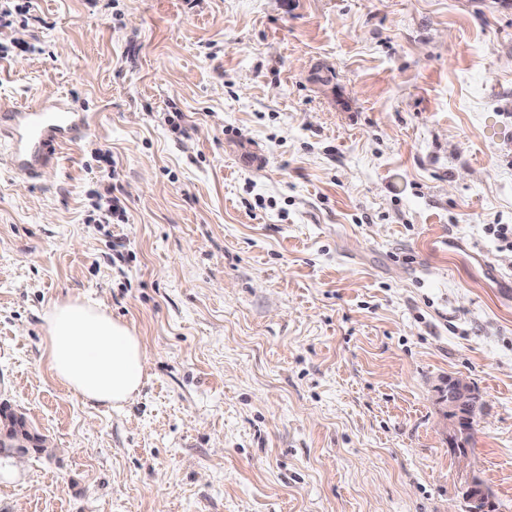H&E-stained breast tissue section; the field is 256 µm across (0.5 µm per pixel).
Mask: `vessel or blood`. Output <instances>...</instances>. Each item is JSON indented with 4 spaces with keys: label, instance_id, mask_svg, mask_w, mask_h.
Listing matches in <instances>:
<instances>
[{
    "label": "vessel or blood",
    "instance_id": "vessel-or-blood-1",
    "mask_svg": "<svg viewBox=\"0 0 512 512\" xmlns=\"http://www.w3.org/2000/svg\"><path fill=\"white\" fill-rule=\"evenodd\" d=\"M88 131L84 115L63 99L35 107H0V136L8 140L10 166L27 178H36L43 168L53 165L61 145Z\"/></svg>",
    "mask_w": 512,
    "mask_h": 512
}]
</instances>
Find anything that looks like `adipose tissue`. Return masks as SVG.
<instances>
[{"instance_id": "1", "label": "adipose tissue", "mask_w": 512, "mask_h": 512, "mask_svg": "<svg viewBox=\"0 0 512 512\" xmlns=\"http://www.w3.org/2000/svg\"><path fill=\"white\" fill-rule=\"evenodd\" d=\"M44 321L48 371L71 396L113 408L143 386L150 365L144 342L98 303L79 298L54 302Z\"/></svg>"}]
</instances>
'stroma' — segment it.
Returning <instances> with one entry per match:
<instances>
[{
  "instance_id": "35a3bbf8",
  "label": "stroma",
  "mask_w": 512,
  "mask_h": 512,
  "mask_svg": "<svg viewBox=\"0 0 512 512\" xmlns=\"http://www.w3.org/2000/svg\"><path fill=\"white\" fill-rule=\"evenodd\" d=\"M24 35L0 105L89 133L0 167V401L51 442L0 512H461L474 473L512 512V0H36ZM71 297L149 349L122 407L47 370ZM479 393L469 383L459 377L448 380V409L459 412L462 408H467L475 397L480 399Z\"/></svg>"
}]
</instances>
